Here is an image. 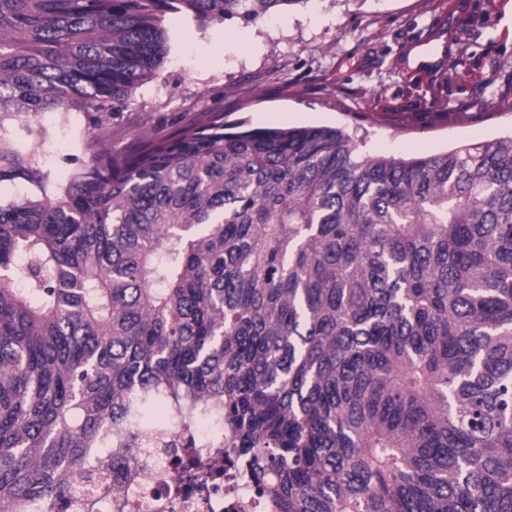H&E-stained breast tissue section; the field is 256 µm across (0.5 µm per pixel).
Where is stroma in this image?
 <instances>
[{"instance_id": "1", "label": "stroma", "mask_w": 512, "mask_h": 512, "mask_svg": "<svg viewBox=\"0 0 512 512\" xmlns=\"http://www.w3.org/2000/svg\"><path fill=\"white\" fill-rule=\"evenodd\" d=\"M169 54L109 120L115 151L212 113L248 127L365 130L403 158L512 133V0H309L252 22L166 15ZM46 167L66 179L88 121L41 116Z\"/></svg>"}]
</instances>
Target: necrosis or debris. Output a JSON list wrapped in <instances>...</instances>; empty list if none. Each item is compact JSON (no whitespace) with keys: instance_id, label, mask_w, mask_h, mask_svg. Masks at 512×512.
I'll return each instance as SVG.
<instances>
[{"instance_id":"1","label":"necrosis or debris","mask_w":512,"mask_h":512,"mask_svg":"<svg viewBox=\"0 0 512 512\" xmlns=\"http://www.w3.org/2000/svg\"><path fill=\"white\" fill-rule=\"evenodd\" d=\"M160 429H138L135 445L127 432L112 433V446L94 453V484L75 483L67 512H268L242 477L211 482L212 466L224 457L229 439L223 429L170 400ZM132 460L122 477H108L115 449Z\"/></svg>"}]
</instances>
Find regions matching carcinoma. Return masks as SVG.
<instances>
[{
    "label": "carcinoma",
    "mask_w": 512,
    "mask_h": 512,
    "mask_svg": "<svg viewBox=\"0 0 512 512\" xmlns=\"http://www.w3.org/2000/svg\"><path fill=\"white\" fill-rule=\"evenodd\" d=\"M309 0H0V512L60 504L162 388L218 402L272 512H512V134L404 159L342 128L114 152L168 13ZM78 107L55 185L31 117Z\"/></svg>",
    "instance_id": "carcinoma-1"
}]
</instances>
